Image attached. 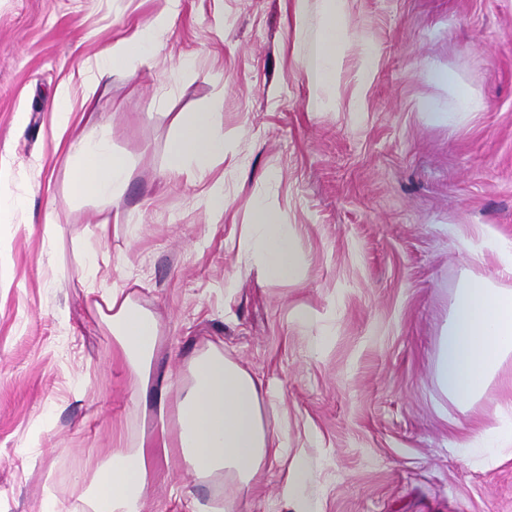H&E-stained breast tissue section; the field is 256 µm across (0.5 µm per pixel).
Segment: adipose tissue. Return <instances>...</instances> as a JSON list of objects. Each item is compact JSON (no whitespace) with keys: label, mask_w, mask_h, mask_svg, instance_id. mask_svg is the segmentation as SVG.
I'll return each instance as SVG.
<instances>
[{"label":"adipose tissue","mask_w":512,"mask_h":512,"mask_svg":"<svg viewBox=\"0 0 512 512\" xmlns=\"http://www.w3.org/2000/svg\"><path fill=\"white\" fill-rule=\"evenodd\" d=\"M331 20L314 30L307 68L312 95L306 108L321 111L320 89L336 77V58L348 40L343 0H328ZM156 48L153 29H144L97 55L88 67L94 80L113 68L150 56ZM218 112L208 108L175 119L177 134L169 148V168L175 172H206L224 159V134ZM71 191L103 199L118 198L129 177L126 160L113 154L106 138L81 144L73 161ZM240 246L257 260L269 280H299L302 260L297 238L265 203H257L254 224L248 225ZM92 307L112 329L118 353L140 393L159 388L154 373L160 338L156 315L139 305L124 289L94 294ZM512 358V287L476 277H464L453 295L448 321L437 345L435 375L442 393L468 413L498 371ZM188 380L175 402L158 399V417L167 437L163 450H174L196 482L223 479L235 496L249 493L272 462L287 464L285 494L295 512H323L319 496L299 490L313 475L314 462L289 456L279 426L264 415L261 383L239 363L225 357L217 345L187 361ZM149 457L145 446L112 449L90 488L71 504L46 492L40 512H146L150 497Z\"/></svg>","instance_id":"ef3b65f1"}]
</instances>
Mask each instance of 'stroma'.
Here are the masks:
<instances>
[{
	"label": "stroma",
	"mask_w": 512,
	"mask_h": 512,
	"mask_svg": "<svg viewBox=\"0 0 512 512\" xmlns=\"http://www.w3.org/2000/svg\"><path fill=\"white\" fill-rule=\"evenodd\" d=\"M328 14L326 0H0V160L28 198L0 229V512H38L49 489L76 500L109 449L160 437L157 392L138 395L88 308V246L97 287H125L159 315L154 369L170 396L212 344L261 380L291 452L321 463L310 489L324 512H512V458L487 469L464 449L501 420L512 363L465 416L435 377L462 272L497 277L496 244L512 242V0H344L349 39L312 113L303 58ZM158 21L155 53L98 87L97 118L57 128L56 93L78 112L87 63ZM434 70L453 71L479 108L426 124L425 105H455ZM212 106L223 162L171 172L176 115ZM102 136L130 165L127 220L104 241L111 202L74 198L63 162ZM218 180L213 213L201 197ZM260 200L297 235L299 280H267L238 247ZM309 308L328 335L316 355L297 322ZM285 475L274 464L234 512H294ZM228 492L154 449L148 512Z\"/></svg>",
	"instance_id": "35a3bbf8"
}]
</instances>
